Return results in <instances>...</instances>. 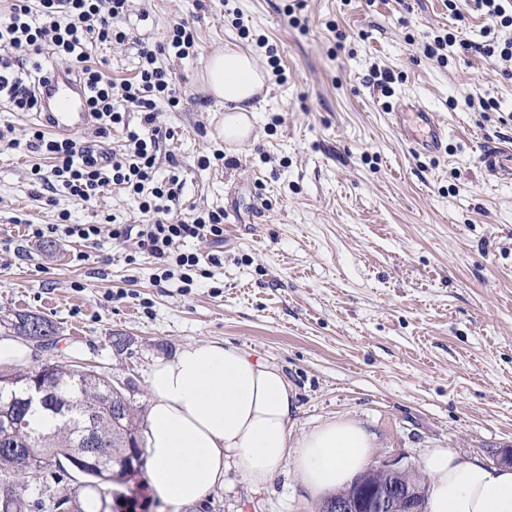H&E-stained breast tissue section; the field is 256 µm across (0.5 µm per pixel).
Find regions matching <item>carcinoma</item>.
I'll return each mask as SVG.
<instances>
[{
    "instance_id": "cac0c4a2",
    "label": "carcinoma",
    "mask_w": 512,
    "mask_h": 512,
    "mask_svg": "<svg viewBox=\"0 0 512 512\" xmlns=\"http://www.w3.org/2000/svg\"><path fill=\"white\" fill-rule=\"evenodd\" d=\"M35 322L55 335L52 321L32 313L18 315L14 330L26 336ZM44 383L52 388L50 403L25 406L27 392ZM137 421L122 390L91 370L49 362L37 370L0 374V432L9 431V439L0 443V476L22 475L50 456L72 457L80 464L71 469L90 477L86 485L96 492L116 476L141 472ZM89 434L108 452L98 464L85 444Z\"/></svg>"
}]
</instances>
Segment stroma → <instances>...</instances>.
Here are the masks:
<instances>
[{
  "label": "stroma",
  "mask_w": 512,
  "mask_h": 512,
  "mask_svg": "<svg viewBox=\"0 0 512 512\" xmlns=\"http://www.w3.org/2000/svg\"><path fill=\"white\" fill-rule=\"evenodd\" d=\"M129 0L134 42L92 49L113 80L138 71L137 42L166 41L190 24L193 54L159 56L181 93L161 120L175 132L156 176L178 175L175 212H224V262L183 287L153 281L152 260L101 233L92 241L34 242L28 225L141 224L139 201L118 186L87 201L42 190L41 156L0 144V337L16 314L57 329L33 350L123 384L147 408L153 362L181 346L222 341L278 365L296 390L294 433L354 417L378 446L371 466L413 471L429 448L501 464L512 453V185L488 183L485 140L512 141V63L476 52L486 24L446 0ZM242 15L250 29L234 24ZM456 33L471 50L442 64L425 37ZM277 49L284 81L254 101L253 143L225 142L224 111L202 81L211 53L231 44L266 64ZM391 70L381 93L370 69ZM408 97L438 112L448 139L416 152L388 117ZM493 101L482 110L479 99ZM221 151L235 166H202ZM177 167H170L169 158ZM291 465L255 487L235 470L180 512H320Z\"/></svg>",
  "instance_id": "obj_1"
}]
</instances>
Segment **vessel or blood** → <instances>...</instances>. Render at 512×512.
<instances>
[{
  "label": "vessel or blood",
  "instance_id": "1",
  "mask_svg": "<svg viewBox=\"0 0 512 512\" xmlns=\"http://www.w3.org/2000/svg\"><path fill=\"white\" fill-rule=\"evenodd\" d=\"M39 96L44 106L39 119L49 130L77 134L92 128L85 91L66 73L55 72L49 82L41 85ZM390 118L398 132L418 150H438L448 138V126L438 113L413 99H399L391 109ZM479 163L488 181L511 184L512 142L486 144L479 155Z\"/></svg>",
  "mask_w": 512,
  "mask_h": 512
}]
</instances>
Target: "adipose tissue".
<instances>
[{
    "instance_id": "ef3b65f1",
    "label": "adipose tissue",
    "mask_w": 512,
    "mask_h": 512,
    "mask_svg": "<svg viewBox=\"0 0 512 512\" xmlns=\"http://www.w3.org/2000/svg\"><path fill=\"white\" fill-rule=\"evenodd\" d=\"M266 76L237 47L209 57L203 82L224 107L228 143L250 140L253 98ZM147 392L148 484L176 512L223 485L231 469L262 487L289 463L301 486L320 498L349 486L371 460L373 434L349 417L294 436L295 393L281 369L229 344L192 342L156 359ZM416 468L428 480V512H512V467L430 448Z\"/></svg>"
}]
</instances>
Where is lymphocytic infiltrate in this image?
<instances>
[{
  "instance_id": "1",
  "label": "lymphocytic infiltrate",
  "mask_w": 512,
  "mask_h": 512,
  "mask_svg": "<svg viewBox=\"0 0 512 512\" xmlns=\"http://www.w3.org/2000/svg\"><path fill=\"white\" fill-rule=\"evenodd\" d=\"M475 7L488 20L480 53L495 63L512 62V39L505 35L512 28V13L501 0H475ZM127 13L128 0H13L9 12L0 16V98L7 99L15 111H39L35 88L54 72L55 61L63 60L68 73L86 90L98 134L124 124L130 111L137 112L140 121L127 130L123 152L112 156L75 137L39 128L26 140L9 141L12 147L48 156L51 173L40 176V183L56 180L73 199L90 200L112 184L128 189L139 199L148 221L139 226L112 225L111 238L135 241L140 253L156 260L161 267L157 281L170 278L168 266L173 263L185 269L184 282L190 285L195 277H211L222 260L216 253H186L177 246L188 238L221 244L224 213L190 217L174 213L169 205L172 189L167 182L156 181L155 165L163 143L173 136L160 121V107L180 103L178 90L157 60L170 50L188 57L194 35L187 22L175 23L166 43L141 47L136 80L118 84L103 66L91 65L87 49L97 43L128 41Z\"/></svg>"
}]
</instances>
